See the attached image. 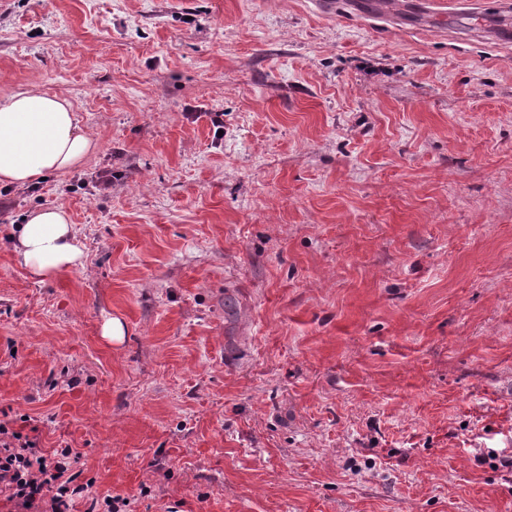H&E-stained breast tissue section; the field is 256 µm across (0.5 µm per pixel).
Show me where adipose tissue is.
Instances as JSON below:
<instances>
[{"instance_id":"adipose-tissue-1","label":"adipose tissue","mask_w":512,"mask_h":512,"mask_svg":"<svg viewBox=\"0 0 512 512\" xmlns=\"http://www.w3.org/2000/svg\"><path fill=\"white\" fill-rule=\"evenodd\" d=\"M97 147L68 101L40 91L0 99V184L24 186L80 165ZM13 251L36 278L81 265L83 251L65 209L28 214L13 238Z\"/></svg>"}]
</instances>
